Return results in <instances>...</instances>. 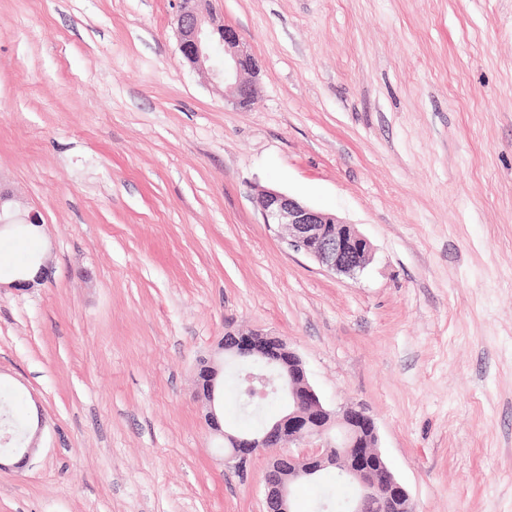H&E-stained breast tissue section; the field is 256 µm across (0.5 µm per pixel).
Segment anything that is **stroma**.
<instances>
[{"label": "stroma", "instance_id": "1", "mask_svg": "<svg viewBox=\"0 0 512 512\" xmlns=\"http://www.w3.org/2000/svg\"><path fill=\"white\" fill-rule=\"evenodd\" d=\"M244 108L182 59L177 0H0V186L49 279L0 285V408L42 418L0 512H264L194 381L283 337L356 404L418 512H512V0H213ZM355 225L357 277L263 224ZM263 224L288 232V246L328 271L354 276L370 260L371 244L352 224L274 189L258 196Z\"/></svg>", "mask_w": 512, "mask_h": 512}]
</instances>
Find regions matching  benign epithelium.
<instances>
[{"instance_id": "benign-epithelium-1", "label": "benign epithelium", "mask_w": 512, "mask_h": 512, "mask_svg": "<svg viewBox=\"0 0 512 512\" xmlns=\"http://www.w3.org/2000/svg\"><path fill=\"white\" fill-rule=\"evenodd\" d=\"M176 31L182 58L224 85V102L247 107L257 87L244 75L256 73L257 62L233 28L216 23L211 0H181ZM258 206L263 223L288 232L289 248L328 271L354 276L370 260V242L354 225L332 213L274 189L261 191ZM220 350L224 357L246 366L260 359L275 369L274 377L245 372V392L253 404L274 393L288 400V413L262 430L229 432L216 411L219 365L212 358L197 363L195 378L207 401L206 420L212 431L224 437V466L244 476L255 452L274 451L263 478L265 512H293L292 487L332 470L355 489L350 512H417L379 450L372 417L351 404L326 408L309 383L301 358L284 338L257 330L228 331Z\"/></svg>"}]
</instances>
